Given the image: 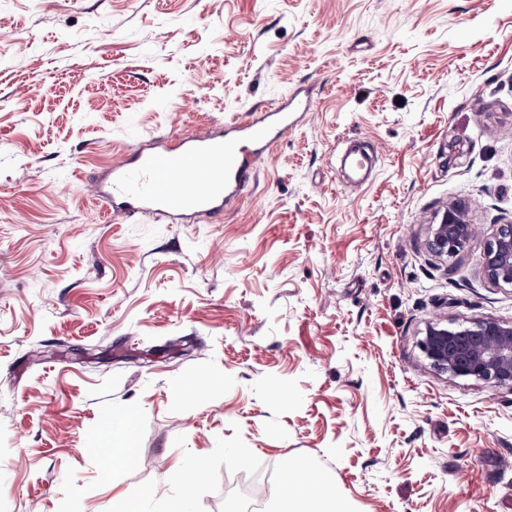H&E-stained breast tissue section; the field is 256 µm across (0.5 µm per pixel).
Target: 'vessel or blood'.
Masks as SVG:
<instances>
[{"mask_svg": "<svg viewBox=\"0 0 512 512\" xmlns=\"http://www.w3.org/2000/svg\"><path fill=\"white\" fill-rule=\"evenodd\" d=\"M310 98L295 96L258 119L205 135L151 138L132 162L102 173L97 201L105 210L155 214L190 223L221 213L253 176L259 156L286 131Z\"/></svg>", "mask_w": 512, "mask_h": 512, "instance_id": "vessel-or-blood-1", "label": "vessel or blood"}]
</instances>
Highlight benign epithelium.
I'll return each instance as SVG.
<instances>
[{
    "mask_svg": "<svg viewBox=\"0 0 512 512\" xmlns=\"http://www.w3.org/2000/svg\"><path fill=\"white\" fill-rule=\"evenodd\" d=\"M469 211L464 200L448 204L440 222L431 225L433 252L451 257L465 246L472 232ZM484 269L493 284L512 287V222L498 225L484 252ZM420 348L440 372L512 389V322L489 317L462 328L433 323Z\"/></svg>",
    "mask_w": 512,
    "mask_h": 512,
    "instance_id": "obj_1",
    "label": "benign epithelium"
}]
</instances>
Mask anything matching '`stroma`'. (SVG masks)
I'll return each instance as SVG.
<instances>
[{"label":"stroma","mask_w":512,"mask_h":512,"mask_svg":"<svg viewBox=\"0 0 512 512\" xmlns=\"http://www.w3.org/2000/svg\"><path fill=\"white\" fill-rule=\"evenodd\" d=\"M300 91L223 213H102L146 138ZM344 142L377 155L356 189ZM510 221L512 0H0V512H163L196 459L190 512H239L286 456L351 512H512V389L419 346L512 321L483 266ZM126 409L135 461L107 472ZM470 204L464 200L448 204L438 224L431 225L430 249L440 256L451 257L468 242L472 225Z\"/></svg>","instance_id":"35a3bbf8"}]
</instances>
